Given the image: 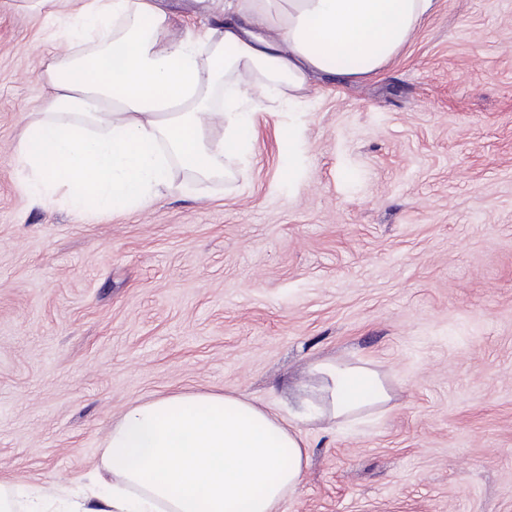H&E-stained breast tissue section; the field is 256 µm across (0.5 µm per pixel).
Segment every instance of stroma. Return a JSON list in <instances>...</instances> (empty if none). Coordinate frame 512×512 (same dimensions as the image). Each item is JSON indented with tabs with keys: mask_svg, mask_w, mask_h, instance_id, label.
<instances>
[{
	"mask_svg": "<svg viewBox=\"0 0 512 512\" xmlns=\"http://www.w3.org/2000/svg\"><path fill=\"white\" fill-rule=\"evenodd\" d=\"M159 5L184 32L224 19ZM75 7L0 0V475L83 486L131 404L284 414L336 358L393 400L304 424L281 512H512V0H437L376 76L315 79L255 115L252 154L207 179L172 165L164 197L93 219L32 204L14 160Z\"/></svg>",
	"mask_w": 512,
	"mask_h": 512,
	"instance_id": "stroma-1",
	"label": "stroma"
}]
</instances>
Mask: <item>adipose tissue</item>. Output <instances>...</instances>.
<instances>
[{"mask_svg": "<svg viewBox=\"0 0 512 512\" xmlns=\"http://www.w3.org/2000/svg\"><path fill=\"white\" fill-rule=\"evenodd\" d=\"M65 54L14 155L37 205L67 188L100 216L148 206L170 166L208 175L254 146L265 100L295 101L312 75L376 74L436 0H236L223 27L176 36L155 0H78ZM222 125L224 136L208 130ZM299 384L301 421L346 423L392 396L370 364L323 359ZM106 476L89 497L31 495L29 512H280L309 464L283 417L230 394L175 392L131 407L106 443Z\"/></svg>", "mask_w": 512, "mask_h": 512, "instance_id": "ef3b65f1", "label": "adipose tissue"}]
</instances>
